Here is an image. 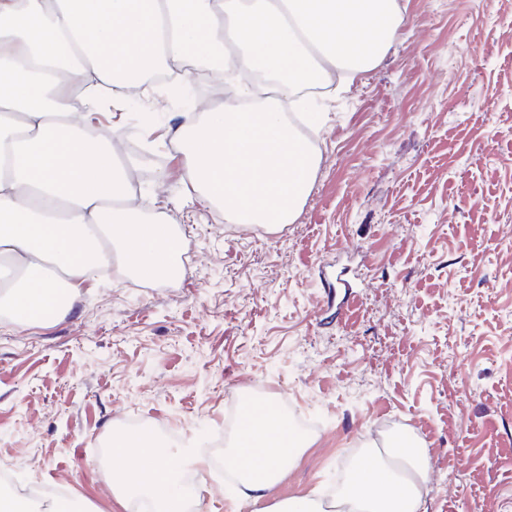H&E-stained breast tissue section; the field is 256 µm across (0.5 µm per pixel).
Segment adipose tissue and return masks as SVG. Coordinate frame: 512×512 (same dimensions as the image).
Listing matches in <instances>:
<instances>
[{
    "label": "adipose tissue",
    "instance_id": "obj_1",
    "mask_svg": "<svg viewBox=\"0 0 512 512\" xmlns=\"http://www.w3.org/2000/svg\"><path fill=\"white\" fill-rule=\"evenodd\" d=\"M251 69L276 75L263 106L234 101L186 116L174 139L188 180L229 224H290L306 198L318 158L283 119L279 101L298 78H355L389 49L405 21L398 0H0V281L25 272V289L4 302L14 328L65 316L99 268L120 259L145 280L167 269L172 239L160 223L137 222L125 200L130 171L111 142L90 133L91 89L131 98L148 74L190 60H224L226 19ZM300 438L283 421L247 420L226 458L242 476L240 494L266 497L293 464ZM113 487L182 512L179 474L157 466L155 437L112 442ZM418 448L390 459L368 452L341 504L366 512H424Z\"/></svg>",
    "mask_w": 512,
    "mask_h": 512
}]
</instances>
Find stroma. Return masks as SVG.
Listing matches in <instances>:
<instances>
[{
    "label": "stroma",
    "mask_w": 512,
    "mask_h": 512,
    "mask_svg": "<svg viewBox=\"0 0 512 512\" xmlns=\"http://www.w3.org/2000/svg\"><path fill=\"white\" fill-rule=\"evenodd\" d=\"M387 53L313 97L319 164L298 218L226 233L188 184L161 107L142 151L131 110L98 132L139 171V215L169 226L174 275L95 281L69 313L0 329V465L63 484L81 512H131L99 440L180 425L197 447L231 405L287 395L319 432L259 501L210 471L199 512H268L335 487L347 449L428 454V512H512V0H400ZM351 284L344 310L326 281Z\"/></svg>",
    "instance_id": "35a3bbf8"
}]
</instances>
